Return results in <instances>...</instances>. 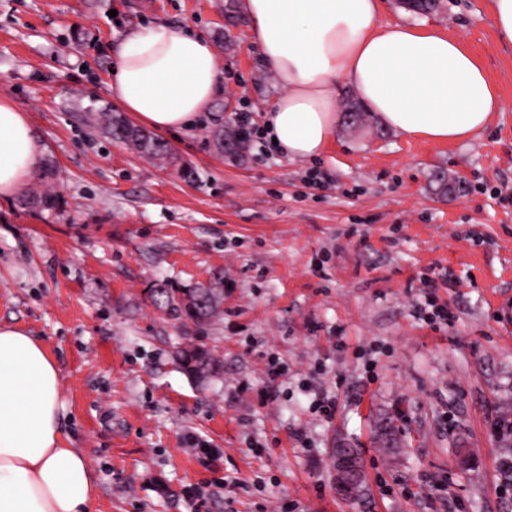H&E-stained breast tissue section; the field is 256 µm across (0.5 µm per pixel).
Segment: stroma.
Returning a JSON list of instances; mask_svg holds the SVG:
<instances>
[{
  "label": "stroma",
  "mask_w": 512,
  "mask_h": 512,
  "mask_svg": "<svg viewBox=\"0 0 512 512\" xmlns=\"http://www.w3.org/2000/svg\"><path fill=\"white\" fill-rule=\"evenodd\" d=\"M225 3L0 0V97L45 148L23 193L60 197L0 196V323L56 360L97 512H512V47L490 0L380 13L468 44L503 101L485 130L411 140L371 113L303 160L258 138L238 159L214 145L281 92ZM154 22L192 25L224 70L210 112L163 135L190 181L89 120L120 111L114 50ZM443 272L448 318L432 324L415 308ZM160 284L222 289V313L198 329L155 307ZM180 343L216 350L218 378L182 373ZM337 448L358 455L364 499L339 493Z\"/></svg>",
  "instance_id": "obj_1"
}]
</instances>
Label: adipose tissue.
<instances>
[{
  "mask_svg": "<svg viewBox=\"0 0 512 512\" xmlns=\"http://www.w3.org/2000/svg\"><path fill=\"white\" fill-rule=\"evenodd\" d=\"M244 14L283 89L264 132L289 158L326 150L345 83L386 127L436 143L468 140L502 107L466 42L381 25L380 0H244ZM223 81L207 38L158 24L118 43L109 90L147 126L181 131L209 110ZM42 154L26 113L0 97V196L17 193ZM61 383L39 339L0 324V512H94V471L79 449L63 445Z\"/></svg>",
  "mask_w": 512,
  "mask_h": 512,
  "instance_id": "obj_1",
  "label": "adipose tissue"
}]
</instances>
